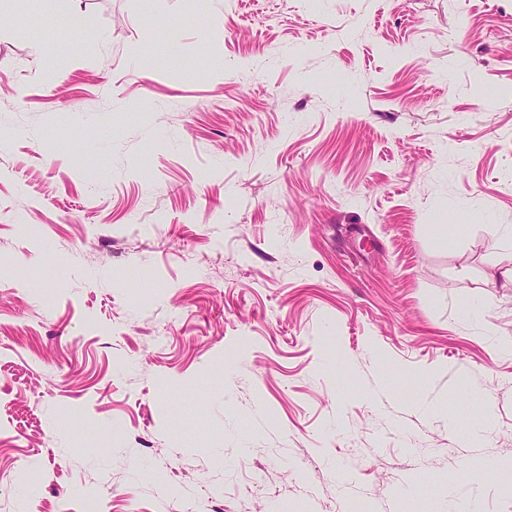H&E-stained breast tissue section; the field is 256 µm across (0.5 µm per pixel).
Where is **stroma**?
Returning <instances> with one entry per match:
<instances>
[{"mask_svg": "<svg viewBox=\"0 0 512 512\" xmlns=\"http://www.w3.org/2000/svg\"><path fill=\"white\" fill-rule=\"evenodd\" d=\"M512 0H0V512H512Z\"/></svg>", "mask_w": 512, "mask_h": 512, "instance_id": "stroma-1", "label": "stroma"}]
</instances>
